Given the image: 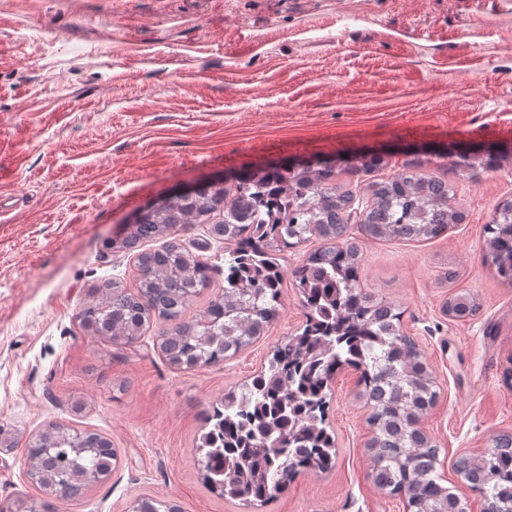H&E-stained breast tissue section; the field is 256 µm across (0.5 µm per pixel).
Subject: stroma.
<instances>
[{
    "instance_id": "35a3bbf8",
    "label": "stroma",
    "mask_w": 512,
    "mask_h": 512,
    "mask_svg": "<svg viewBox=\"0 0 512 512\" xmlns=\"http://www.w3.org/2000/svg\"><path fill=\"white\" fill-rule=\"evenodd\" d=\"M502 155L460 172L448 145ZM375 149L393 176L429 157L461 224L431 241L358 236L361 283L403 313L440 396L421 420L438 473L466 512L482 500L458 457L512 432V285L485 258L483 226L512 198V10L499 0H0V504L127 512L137 497L181 512H245L204 483L207 410L256 374L304 322L290 275L319 246L286 253L280 315L223 364L171 366L157 327L115 344L76 314L93 288L134 287V252L106 249L137 210L249 165ZM480 308L455 320L448 296ZM358 374L342 370L327 420L336 464L298 475L259 512H407L376 487ZM101 433L110 478L60 499L26 479L24 439L49 424ZM443 308L448 316L465 320L474 316L480 305L477 298L470 292H458L448 297Z\"/></svg>"
}]
</instances>
